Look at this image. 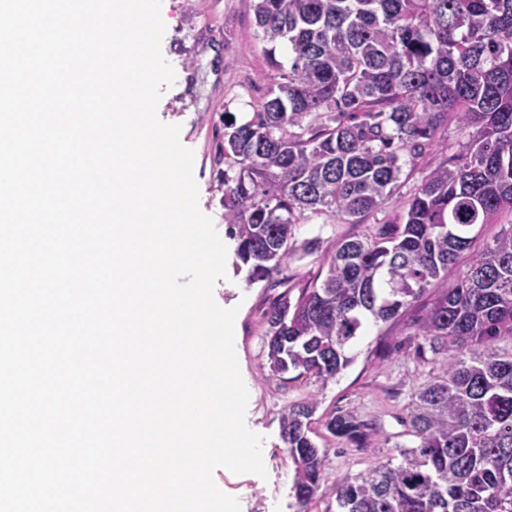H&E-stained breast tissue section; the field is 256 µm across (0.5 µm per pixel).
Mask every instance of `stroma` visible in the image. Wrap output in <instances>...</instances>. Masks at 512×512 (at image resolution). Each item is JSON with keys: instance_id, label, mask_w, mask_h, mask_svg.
I'll return each instance as SVG.
<instances>
[{"instance_id": "35a3bbf8", "label": "stroma", "mask_w": 512, "mask_h": 512, "mask_svg": "<svg viewBox=\"0 0 512 512\" xmlns=\"http://www.w3.org/2000/svg\"><path fill=\"white\" fill-rule=\"evenodd\" d=\"M254 0H162L166 26L162 53L176 72V80L164 89L157 106L158 118L180 125L182 144L194 153V176L199 187V208L211 217L228 251L236 242L227 236L228 218L222 204L215 162L218 144L224 141L223 114L237 123L248 121L264 100L269 75L266 44L256 25ZM463 136L456 124L448 126L447 147H436L423 159L404 157L403 174L392 197L366 224H349L340 217L305 215L294 228L297 241L320 238L321 252L293 261L284 277L292 296L309 287L322 269L324 249L362 235L367 224H384L398 218L421 179L422 171L446 163L459 149ZM226 279L218 280L214 296L221 307H238L234 347L243 380L250 392L246 412L248 427L263 438L266 477L236 474L217 468L214 481L234 496L241 512H297L293 492L295 465L280 436L283 408L315 401L309 420L310 435L328 451L327 478L308 512H336V477L359 474L398 458L397 445L410 443L405 413L412 387L430 381L439 372L440 358L413 337V321L424 315L442 294L437 282L401 315L372 325L353 348L354 362L322 384L315 380L272 378L268 375L264 348L266 326L261 309L277 296L264 284H247L234 265H227ZM348 413L371 424L363 442L352 443L330 434L328 419Z\"/></svg>"}]
</instances>
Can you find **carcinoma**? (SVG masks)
I'll list each match as a JSON object with an SVG mask.
<instances>
[{"label": "carcinoma", "instance_id": "1", "mask_svg": "<svg viewBox=\"0 0 512 512\" xmlns=\"http://www.w3.org/2000/svg\"><path fill=\"white\" fill-rule=\"evenodd\" d=\"M254 13L275 76L250 120H224L219 173L248 283L278 286L289 262L320 251L318 238L294 240L300 216L360 224L392 196L403 153L448 145L453 120L468 136L396 223L336 243L321 281L269 303L270 376L335 379L369 322L398 317L508 218L414 327L446 353L411 392L414 445L399 447L397 466L337 477L336 512H512V349L496 347L512 342V0H254ZM314 410L280 416L301 508L326 475L327 449L308 435ZM326 428L360 442L369 426L339 414Z\"/></svg>", "mask_w": 512, "mask_h": 512}]
</instances>
